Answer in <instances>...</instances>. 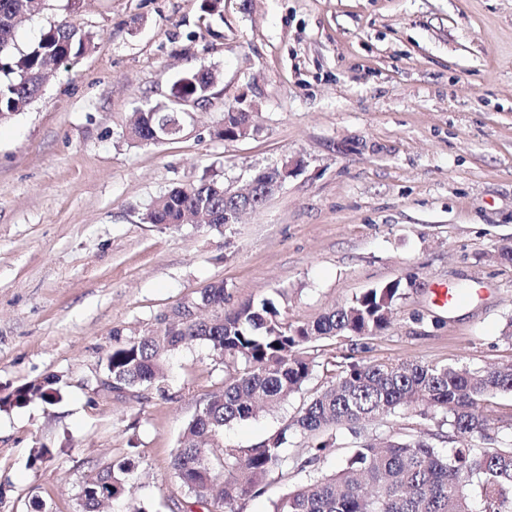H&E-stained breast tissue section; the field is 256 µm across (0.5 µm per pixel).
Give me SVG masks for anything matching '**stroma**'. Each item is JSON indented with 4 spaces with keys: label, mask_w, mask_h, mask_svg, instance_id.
I'll return each instance as SVG.
<instances>
[{
    "label": "stroma",
    "mask_w": 512,
    "mask_h": 512,
    "mask_svg": "<svg viewBox=\"0 0 512 512\" xmlns=\"http://www.w3.org/2000/svg\"><path fill=\"white\" fill-rule=\"evenodd\" d=\"M45 0L16 44L66 19L91 50L58 69L0 124V398L55 376L53 403L0 409V512H78L82 483L135 455L149 512H186L171 461L187 423L224 387L231 358L195 342L171 356L163 391L99 387L113 330L141 336L224 287V308L273 299L315 320L369 288L413 278L389 329L319 339L316 368L279 408L226 426L248 448L291 423L346 356L490 368L512 364V0ZM219 80L180 138H127L134 112L170 103L184 73ZM244 110L254 129L219 137ZM293 173L255 211L215 229L144 223L160 196L200 178L242 188L256 171ZM472 301L439 307L432 290ZM394 435L452 442L417 410ZM361 433L327 431L315 466L267 478L234 512H273L294 487L331 473ZM51 457L39 460L37 449Z\"/></svg>",
    "instance_id": "obj_1"
}]
</instances>
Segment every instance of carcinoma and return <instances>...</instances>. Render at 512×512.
Wrapping results in <instances>:
<instances>
[{
    "label": "carcinoma",
    "instance_id": "cac0c4a2",
    "mask_svg": "<svg viewBox=\"0 0 512 512\" xmlns=\"http://www.w3.org/2000/svg\"><path fill=\"white\" fill-rule=\"evenodd\" d=\"M45 0H0V122L24 111L42 91L47 75L85 54L93 37L68 20L50 26L38 41L16 51V22L34 16ZM217 84L209 69L188 72L176 82L175 96L206 101ZM177 104L138 113L128 129L130 140L158 144L180 136ZM246 112L224 113L221 134L241 137ZM279 171L255 191L252 199H224V185L200 180L161 196L143 214L148 224L177 226L188 219L222 227L248 203L259 204L277 189ZM416 282L397 279L370 288L308 323H290L275 302H247L222 313L224 286L199 293L196 303L219 315L211 320L177 322L139 337L122 338L106 357L105 372L116 387L142 386L162 390L174 351L193 341L207 342L214 352L243 364L227 372L224 388L212 394L186 426L181 447L172 461L174 476L194 502L212 503L213 482L224 479V503L254 495L273 473L288 466V432L316 438L337 425L354 428L381 425L401 410L423 405L420 415L439 418L462 446L443 455L424 437L407 434L379 444L368 441L335 473L321 474L290 490L274 504V512H473L471 494L484 503V512H512V442L485 448L491 400L512 394V364L493 369L437 366L414 361L364 362L340 365L336 380L303 404L286 428L250 448H227L216 442L224 427L277 408L302 390L313 372V360L302 352L313 340L330 337L376 336L387 330L396 303ZM55 381L24 385L0 406L21 404L33 397L55 401ZM133 456L112 461L109 468L84 481L90 493L80 512H99L102 494L127 501V512H148L135 497L131 477Z\"/></svg>",
    "mask_w": 512,
    "mask_h": 512
}]
</instances>
